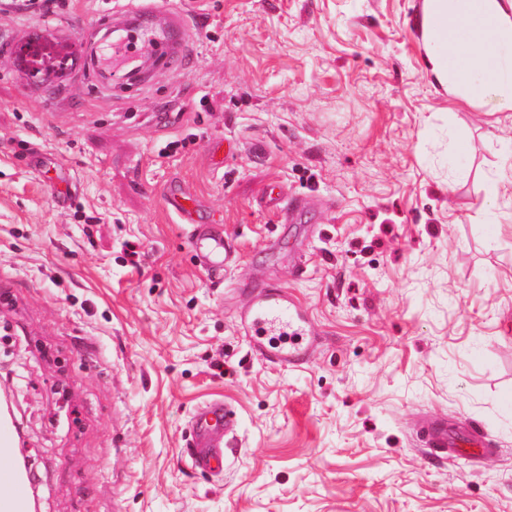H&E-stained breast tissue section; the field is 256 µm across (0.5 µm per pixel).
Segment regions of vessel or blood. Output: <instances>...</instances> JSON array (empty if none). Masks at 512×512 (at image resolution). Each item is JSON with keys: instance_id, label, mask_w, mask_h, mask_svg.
Listing matches in <instances>:
<instances>
[{"instance_id": "b4317fda", "label": "vessel or blood", "mask_w": 512, "mask_h": 512, "mask_svg": "<svg viewBox=\"0 0 512 512\" xmlns=\"http://www.w3.org/2000/svg\"><path fill=\"white\" fill-rule=\"evenodd\" d=\"M188 22L179 10L158 6H123L112 9L92 25L81 27L79 39L88 45L98 41L108 44L113 56L127 51L147 50L157 53L159 65H166L169 55L184 54ZM168 207L181 223L197 224L200 202L180 186H168L163 192ZM193 245L200 260L208 267L220 270L234 253L233 244L220 234L198 232ZM248 330L256 343L273 336L283 342L273 350V358L282 364L299 361L303 355L306 323L287 294L279 288L268 289L255 302L248 315ZM236 427L235 412L215 400L193 416L191 421L193 451L191 462L201 469L218 470L224 464V438ZM432 448L448 454L474 450L473 440L438 424L430 431ZM15 445L14 427L0 419V512H31L30 487L27 477L11 464Z\"/></svg>"}]
</instances>
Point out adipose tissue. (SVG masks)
Masks as SVG:
<instances>
[{"instance_id": "obj_1", "label": "adipose tissue", "mask_w": 512, "mask_h": 512, "mask_svg": "<svg viewBox=\"0 0 512 512\" xmlns=\"http://www.w3.org/2000/svg\"><path fill=\"white\" fill-rule=\"evenodd\" d=\"M420 30L431 77L450 98L512 113V0H423Z\"/></svg>"}]
</instances>
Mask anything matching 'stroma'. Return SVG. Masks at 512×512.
Returning <instances> with one entry per match:
<instances>
[{
  "mask_svg": "<svg viewBox=\"0 0 512 512\" xmlns=\"http://www.w3.org/2000/svg\"><path fill=\"white\" fill-rule=\"evenodd\" d=\"M170 3L184 61L133 94L0 71V345L43 512H512V121L433 83L422 0ZM111 7L0 13V60L57 29L53 81ZM169 183L235 242L223 273ZM273 286L294 365L246 333ZM214 400L237 427L202 471ZM434 421L486 450L434 452ZM163 197L168 207L179 218L180 223L203 224L199 216L201 204L186 189L170 185L165 188ZM184 201H187V205H184ZM248 331L262 348H265L264 341L272 336H288V344L280 343L276 350H267L281 364L299 361L303 355L306 323L281 288H269L265 296L252 305ZM236 414L224 404L215 400L193 416L191 421L192 465L201 469L219 470L224 464V436L235 431Z\"/></svg>",
  "mask_w": 512,
  "mask_h": 512,
  "instance_id": "35a3bbf8",
  "label": "stroma"
}]
</instances>
